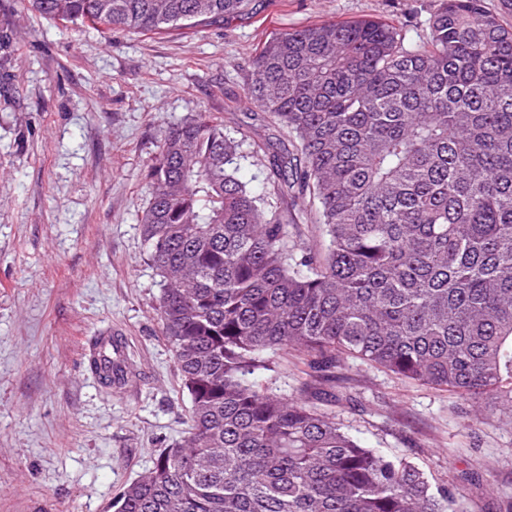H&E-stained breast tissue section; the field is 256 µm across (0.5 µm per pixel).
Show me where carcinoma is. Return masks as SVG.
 <instances>
[{
    "instance_id": "cac0c4a2",
    "label": "carcinoma",
    "mask_w": 512,
    "mask_h": 512,
    "mask_svg": "<svg viewBox=\"0 0 512 512\" xmlns=\"http://www.w3.org/2000/svg\"><path fill=\"white\" fill-rule=\"evenodd\" d=\"M107 33L217 23L251 0H29ZM426 43L376 20L267 39L248 97L292 137L273 192L315 206L325 252L238 177L243 141L197 112L171 126L141 217L157 312L190 398L185 440L113 512H459L405 459L315 405L253 381L266 352L348 357L490 399L512 419V28L482 0H442ZM105 350L89 360L101 383ZM292 239L300 246H309L314 250H324L327 240L319 225L298 223L289 227Z\"/></svg>"
}]
</instances>
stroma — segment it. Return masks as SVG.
Instances as JSON below:
<instances>
[{
	"mask_svg": "<svg viewBox=\"0 0 512 512\" xmlns=\"http://www.w3.org/2000/svg\"><path fill=\"white\" fill-rule=\"evenodd\" d=\"M441 0H252L244 14L158 34L104 35L0 0V512H113L112 499L184 440L189 399L156 306L160 278L140 216L170 124L206 111L244 139L239 178L261 190L278 131L248 96V63L272 34L375 18L407 46ZM125 336L131 374L105 387L98 338ZM260 384L299 394L309 367L268 353ZM321 402L368 448L407 459L465 512H512V423L493 404L357 359Z\"/></svg>",
	"mask_w": 512,
	"mask_h": 512,
	"instance_id": "stroma-1",
	"label": "stroma"
}]
</instances>
